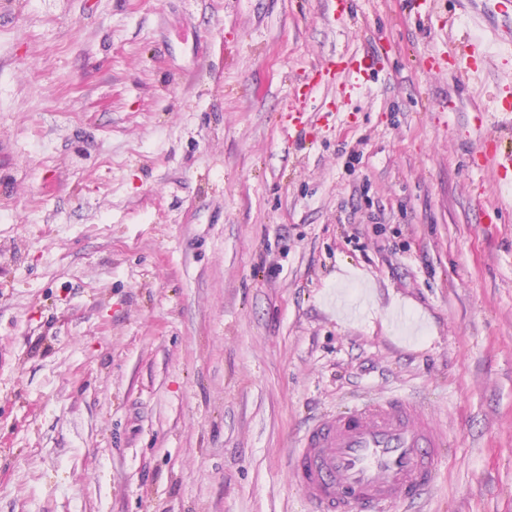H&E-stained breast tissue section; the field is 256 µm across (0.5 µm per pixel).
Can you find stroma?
<instances>
[{
	"label": "stroma",
	"mask_w": 512,
	"mask_h": 512,
	"mask_svg": "<svg viewBox=\"0 0 512 512\" xmlns=\"http://www.w3.org/2000/svg\"><path fill=\"white\" fill-rule=\"evenodd\" d=\"M453 9L0 0V512H307L298 434L397 391L450 446L391 512H512V222L428 68ZM345 51L388 65L288 139Z\"/></svg>",
	"instance_id": "1"
}]
</instances>
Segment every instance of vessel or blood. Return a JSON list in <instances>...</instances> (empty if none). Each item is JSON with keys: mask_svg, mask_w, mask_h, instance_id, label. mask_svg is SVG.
<instances>
[{"mask_svg": "<svg viewBox=\"0 0 512 512\" xmlns=\"http://www.w3.org/2000/svg\"><path fill=\"white\" fill-rule=\"evenodd\" d=\"M460 17L471 25L463 41L482 57L512 51V0H457ZM375 61L367 55L340 54L316 68L291 109L298 119L293 133L319 117L313 92L342 85L355 90L371 81ZM471 111L494 110L500 128L512 137V102L475 101ZM482 167L491 168L499 190H512V154L502 153L498 138L485 140ZM447 438L431 412L412 396L357 398L323 414L300 434L290 474L313 512H390L400 501L421 499L436 480Z\"/></svg>", "mask_w": 512, "mask_h": 512, "instance_id": "b4317fda", "label": "vessel or blood"}]
</instances>
